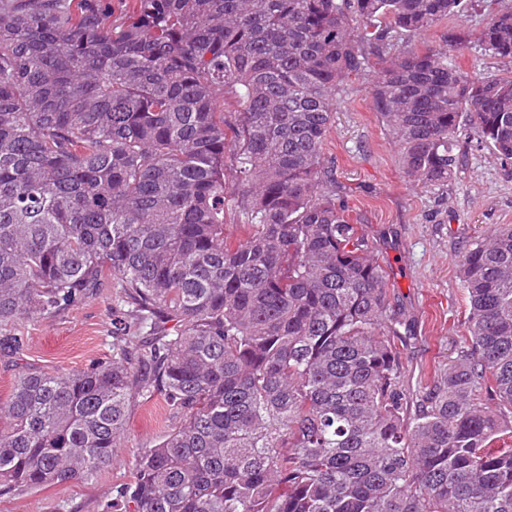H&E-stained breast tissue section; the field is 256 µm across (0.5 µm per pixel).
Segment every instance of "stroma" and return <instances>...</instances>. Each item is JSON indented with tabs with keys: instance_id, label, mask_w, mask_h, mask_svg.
Segmentation results:
<instances>
[{
	"instance_id": "1",
	"label": "stroma",
	"mask_w": 512,
	"mask_h": 512,
	"mask_svg": "<svg viewBox=\"0 0 512 512\" xmlns=\"http://www.w3.org/2000/svg\"><path fill=\"white\" fill-rule=\"evenodd\" d=\"M499 8L481 0L476 11L434 25L413 45L442 44L448 32L478 33ZM374 70L350 77L336 97L323 154L336 179V201L359 225L369 250L384 266L391 301L410 325L403 349L412 390L433 381L468 337L469 302L457 273L461 253L499 224H512V160H502L472 131L456 143L459 163L448 184L408 178L401 145L372 109ZM114 289L103 288L56 317L0 326L21 337L17 365L0 357V398H7L16 366L53 374L83 369L112 354ZM171 423L159 403L135 406L110 464L96 477L0 498V512H103L113 489L132 478L138 448L159 442Z\"/></svg>"
}]
</instances>
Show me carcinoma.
<instances>
[{
	"mask_svg": "<svg viewBox=\"0 0 512 512\" xmlns=\"http://www.w3.org/2000/svg\"><path fill=\"white\" fill-rule=\"evenodd\" d=\"M124 6L0 0V323L120 288L111 358L15 373L0 497L94 477L159 396L174 426L109 512H512V443L490 446L512 438V225L460 256L469 342L415 397L387 271L322 157L374 56L408 177L447 184L467 126L512 159V76L469 77L454 32L403 45L473 0ZM477 42L512 63L509 0Z\"/></svg>",
	"mask_w": 512,
	"mask_h": 512,
	"instance_id": "carcinoma-1",
	"label": "carcinoma"
}]
</instances>
